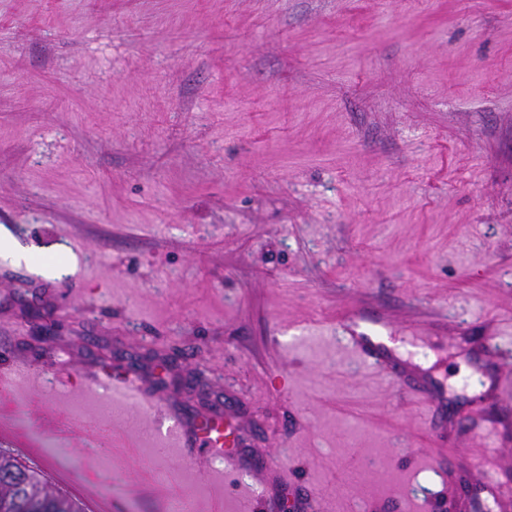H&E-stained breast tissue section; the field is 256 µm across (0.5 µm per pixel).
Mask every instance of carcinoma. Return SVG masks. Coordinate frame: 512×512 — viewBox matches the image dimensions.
<instances>
[{
    "label": "carcinoma",
    "mask_w": 512,
    "mask_h": 512,
    "mask_svg": "<svg viewBox=\"0 0 512 512\" xmlns=\"http://www.w3.org/2000/svg\"><path fill=\"white\" fill-rule=\"evenodd\" d=\"M0 512H84L81 503L52 487L32 467L0 451Z\"/></svg>",
    "instance_id": "carcinoma-1"
}]
</instances>
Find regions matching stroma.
Wrapping results in <instances>:
<instances>
[{
  "label": "stroma",
  "instance_id": "35a3bbf8",
  "mask_svg": "<svg viewBox=\"0 0 512 512\" xmlns=\"http://www.w3.org/2000/svg\"><path fill=\"white\" fill-rule=\"evenodd\" d=\"M1 235L31 259L0 255V361L41 382L0 404V450L86 505L418 512L429 449L512 479V400L474 416L479 377L512 379V0H0ZM353 314L462 441L431 449L340 343ZM101 373L147 398L110 437ZM210 414L243 434L220 485L206 450L156 453Z\"/></svg>",
  "mask_w": 512,
  "mask_h": 512
}]
</instances>
